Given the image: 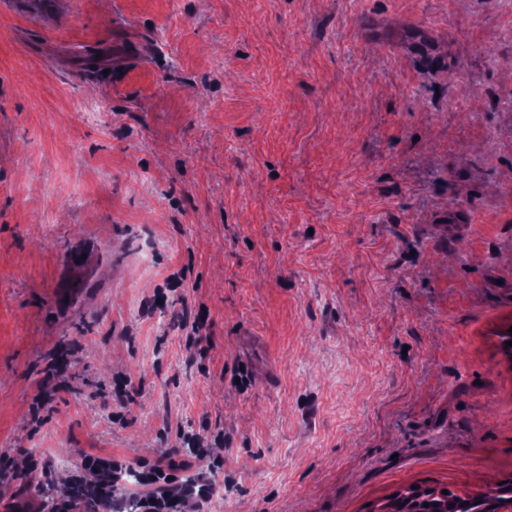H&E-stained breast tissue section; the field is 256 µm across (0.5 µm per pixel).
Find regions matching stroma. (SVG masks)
Instances as JSON below:
<instances>
[{"label":"stroma","mask_w":512,"mask_h":512,"mask_svg":"<svg viewBox=\"0 0 512 512\" xmlns=\"http://www.w3.org/2000/svg\"><path fill=\"white\" fill-rule=\"evenodd\" d=\"M54 10L0 9V499L191 432L183 512L511 477L512 0Z\"/></svg>","instance_id":"obj_1"}]
</instances>
